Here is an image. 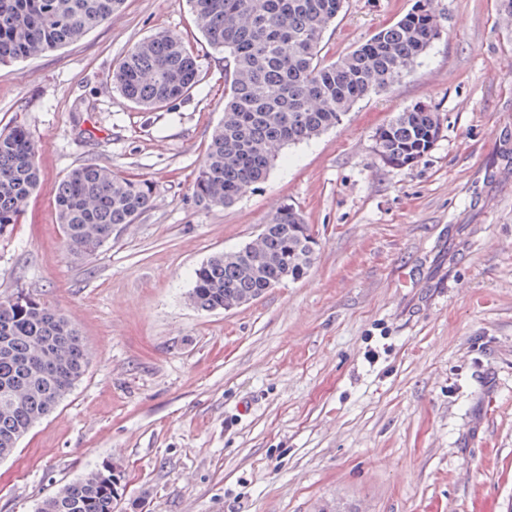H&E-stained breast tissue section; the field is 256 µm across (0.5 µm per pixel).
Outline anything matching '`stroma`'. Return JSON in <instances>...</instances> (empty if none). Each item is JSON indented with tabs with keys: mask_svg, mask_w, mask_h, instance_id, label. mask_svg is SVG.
<instances>
[{
	"mask_svg": "<svg viewBox=\"0 0 512 512\" xmlns=\"http://www.w3.org/2000/svg\"><path fill=\"white\" fill-rule=\"evenodd\" d=\"M418 0H345L335 61ZM420 64L342 123L287 147L264 182L206 208L192 185L224 115V55L187 0H125L82 40L0 68V130L24 123L40 181L0 233V292L66 316L83 379L0 461V512L102 463L116 512H512V28L496 0H432ZM183 37L199 82L145 111L112 89L126 51ZM428 106L437 140L394 167L375 134ZM95 159L155 187L95 253L70 252L55 196ZM318 239L302 279L251 304L193 308L195 268L244 245L283 203Z\"/></svg>",
	"mask_w": 512,
	"mask_h": 512,
	"instance_id": "35a3bbf8",
	"label": "stroma"
}]
</instances>
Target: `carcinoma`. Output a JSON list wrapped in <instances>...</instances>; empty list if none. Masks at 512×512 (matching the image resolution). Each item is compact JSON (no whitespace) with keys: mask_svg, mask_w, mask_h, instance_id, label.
Listing matches in <instances>:
<instances>
[{"mask_svg":"<svg viewBox=\"0 0 512 512\" xmlns=\"http://www.w3.org/2000/svg\"><path fill=\"white\" fill-rule=\"evenodd\" d=\"M208 45L224 52V118L199 163L193 195L229 207L266 179L290 145L338 125L361 98L413 72L441 33L430 0L327 63L323 36L344 0H189ZM124 0H0V67L82 39ZM198 55L161 31L132 46L112 71L125 99L145 110L169 105L198 83ZM439 114L426 106L398 113L376 132L386 164L411 166L433 146ZM37 147L22 123L0 132V233L18 223L36 187ZM153 186L89 161L70 170L55 197L68 248L89 255L150 210ZM317 242L293 204L266 223L259 244L210 257L193 272L187 299L204 311L263 296L310 270ZM88 351L62 314L18 290L0 295V460L52 413L84 377ZM121 471L110 463L45 496L34 512H114Z\"/></svg>","mask_w":512,"mask_h":512,"instance_id":"obj_1","label":"carcinoma"}]
</instances>
